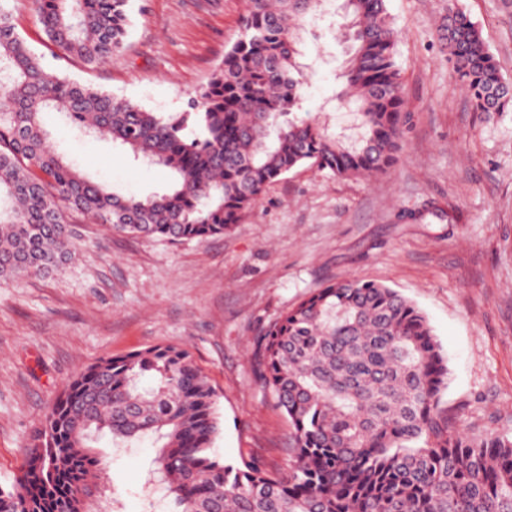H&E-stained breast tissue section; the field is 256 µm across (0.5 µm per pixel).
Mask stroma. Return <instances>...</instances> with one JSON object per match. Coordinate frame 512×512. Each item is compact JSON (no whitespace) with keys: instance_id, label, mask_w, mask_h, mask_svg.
Masks as SVG:
<instances>
[{"instance_id":"obj_1","label":"stroma","mask_w":512,"mask_h":512,"mask_svg":"<svg viewBox=\"0 0 512 512\" xmlns=\"http://www.w3.org/2000/svg\"><path fill=\"white\" fill-rule=\"evenodd\" d=\"M512 83V0H457ZM13 23L49 65L33 0ZM448 0H388L408 109L386 173L338 177L306 165L270 183L227 234L172 242L115 232L82 215L63 269L0 281V489L11 488L51 404L88 365L158 345L187 349L215 391V454L287 473L290 427L254 374L260 331L326 284L374 281L427 317L448 358L443 401L470 433L512 434V109L475 111L439 42ZM245 0H130L125 51L72 80L155 112H179L237 40ZM301 46L305 112L344 135L337 97L348 45L318 23ZM57 149L122 196L161 191L171 174L80 136L57 112ZM108 458L95 512H164L150 441L97 438Z\"/></svg>"}]
</instances>
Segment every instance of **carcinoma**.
Segmentation results:
<instances>
[{
    "instance_id": "carcinoma-1",
    "label": "carcinoma",
    "mask_w": 512,
    "mask_h": 512,
    "mask_svg": "<svg viewBox=\"0 0 512 512\" xmlns=\"http://www.w3.org/2000/svg\"><path fill=\"white\" fill-rule=\"evenodd\" d=\"M325 2L246 0L222 64L167 115L49 69L0 3V280L61 270L77 250L74 213L115 232L204 241L298 166L336 176L393 166L407 113L387 0L347 2L344 91L360 111V143L297 115V45ZM128 4L36 0V10L53 45L94 67L122 52ZM439 32L476 111L512 105V85L454 0ZM51 110L81 135L169 168V189L112 193L55 148L42 121ZM255 363L291 428L287 475L212 455L220 422L207 377L186 350L156 346L100 360L69 383L35 436L51 465L30 451L15 487L0 490V512L91 509L106 469L91 442L104 430L122 443L153 440L177 512H512V435L460 429L443 405L447 359L396 290L357 279L317 289L260 332Z\"/></svg>"
}]
</instances>
